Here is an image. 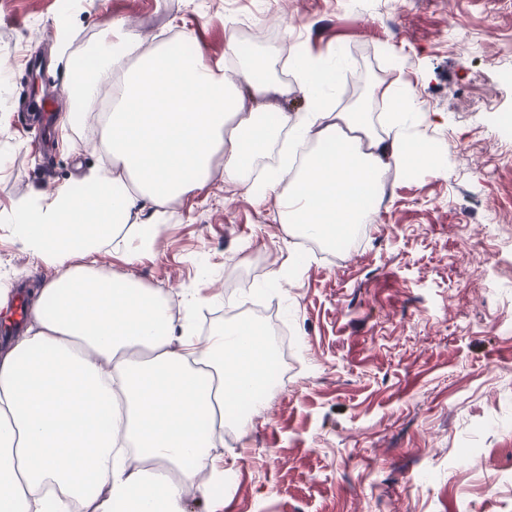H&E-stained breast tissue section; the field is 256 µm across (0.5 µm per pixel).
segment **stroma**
Returning <instances> with one entry per match:
<instances>
[{
	"label": "stroma",
	"mask_w": 512,
	"mask_h": 512,
	"mask_svg": "<svg viewBox=\"0 0 512 512\" xmlns=\"http://www.w3.org/2000/svg\"><path fill=\"white\" fill-rule=\"evenodd\" d=\"M245 17L269 27L252 50L277 80H295L293 36L341 60L336 106L373 74L412 96L414 131L448 171L389 173L374 223L331 259L302 252L275 195L217 165L167 204L137 264L102 252L105 270L168 295L199 343L238 301L229 274L288 327L287 345L265 336L296 362L265 415L209 449L229 473L222 512H512V0H0V318L56 275L8 214L107 163L100 107L64 123L74 60L117 23L146 51L189 34L220 65ZM33 72L52 95V143L22 125ZM198 293L208 306H190Z\"/></svg>",
	"instance_id": "35a3bbf8"
}]
</instances>
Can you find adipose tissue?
Wrapping results in <instances>:
<instances>
[{
    "label": "adipose tissue",
    "mask_w": 512,
    "mask_h": 512,
    "mask_svg": "<svg viewBox=\"0 0 512 512\" xmlns=\"http://www.w3.org/2000/svg\"><path fill=\"white\" fill-rule=\"evenodd\" d=\"M290 65L293 87L258 63L234 83L202 51L144 53L118 24L77 58L74 111L112 89L101 131L112 168L11 218L32 257L57 275L23 335L0 351V512H68L73 498L86 512H187L194 497L221 512L222 500L197 480L203 469L223 475L205 449L209 429L241 402L266 397L272 353L249 320L198 347L168 299L130 276L150 238L123 232L128 214L149 205L164 223L165 204L191 192L217 160L226 182L248 183L255 160L285 131L317 148L300 171L287 162L271 171L264 190L278 197L281 223L332 244L372 223L366 204L386 194L389 172L415 164L444 172L437 147L404 132L417 110L411 96L396 99L381 134L365 105L337 110L323 99L335 64L302 49ZM294 88L308 101L304 112L268 123L245 106ZM108 246L126 271L98 267Z\"/></svg>",
    "instance_id": "obj_1"
}]
</instances>
